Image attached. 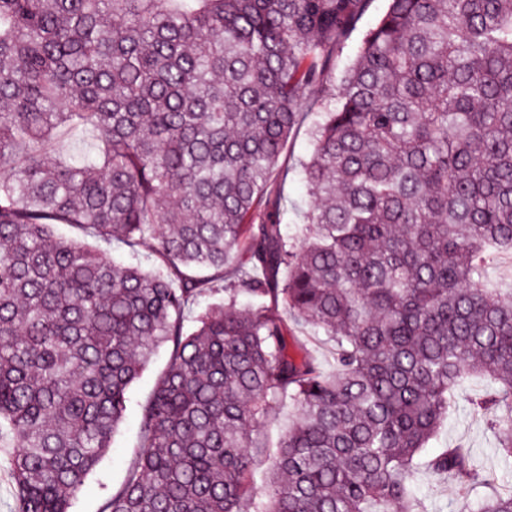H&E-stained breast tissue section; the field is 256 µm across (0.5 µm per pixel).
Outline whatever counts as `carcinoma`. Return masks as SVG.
I'll list each match as a JSON object with an SVG mask.
<instances>
[{
	"instance_id": "carcinoma-1",
	"label": "carcinoma",
	"mask_w": 512,
	"mask_h": 512,
	"mask_svg": "<svg viewBox=\"0 0 512 512\" xmlns=\"http://www.w3.org/2000/svg\"><path fill=\"white\" fill-rule=\"evenodd\" d=\"M0 0V471L13 512H69L163 345L103 512H428L422 448L467 374L512 466V0ZM302 228L270 191L308 116ZM88 128L90 151L60 140ZM74 225L156 269L54 233ZM159 224L167 231L157 233ZM224 300L186 323L203 294ZM252 301L237 310L240 297ZM323 331L324 373L269 303ZM298 415L269 490L273 405ZM469 492L462 448L427 461ZM477 512H512V488ZM387 6L388 3L385 0H375L372 3L370 10L364 16L358 29L351 34L348 40V47L344 50L343 54L336 59V66L329 74L328 83L330 88H335L336 92H338L341 87L342 78L351 64L354 51L362 38L363 32L378 22L385 13ZM111 255L115 260L138 263L146 269L154 264V256L147 246L140 247L133 253L126 247L114 244ZM487 273L502 288H512V255L502 254L487 260Z\"/></svg>"
}]
</instances>
